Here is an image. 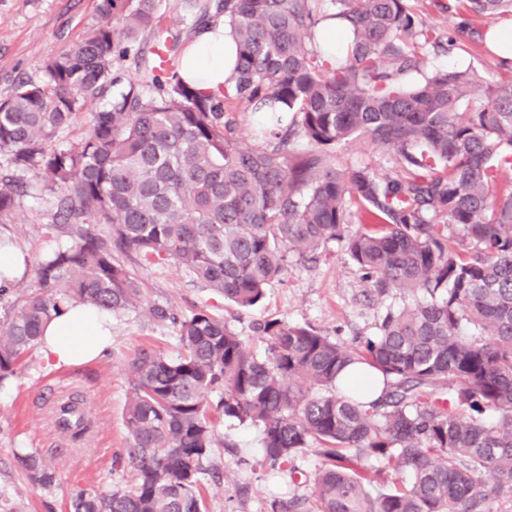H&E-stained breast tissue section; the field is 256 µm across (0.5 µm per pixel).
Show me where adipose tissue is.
I'll list each match as a JSON object with an SVG mask.
<instances>
[{"mask_svg":"<svg viewBox=\"0 0 512 512\" xmlns=\"http://www.w3.org/2000/svg\"><path fill=\"white\" fill-rule=\"evenodd\" d=\"M235 60L231 30L219 22L184 47L179 74L199 94H216L231 77ZM111 325L110 313L74 304L64 315L47 323L41 352L46 361L56 366L94 357L109 346Z\"/></svg>","mask_w":512,"mask_h":512,"instance_id":"obj_1","label":"adipose tissue"}]
</instances>
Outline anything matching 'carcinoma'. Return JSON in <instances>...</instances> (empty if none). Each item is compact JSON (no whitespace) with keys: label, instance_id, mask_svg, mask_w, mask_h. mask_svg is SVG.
I'll return each instance as SVG.
<instances>
[{"label":"carcinoma","instance_id":"carcinoma-1","mask_svg":"<svg viewBox=\"0 0 512 512\" xmlns=\"http://www.w3.org/2000/svg\"><path fill=\"white\" fill-rule=\"evenodd\" d=\"M159 2L101 0V21L44 62L42 82L20 81L0 99L10 166L0 223L33 191L52 199L51 223L65 230L0 317V385L73 302L115 317L145 308L176 326L182 347L175 358L142 349L128 364L119 462L133 485L76 490L70 512H205L215 413L260 428L273 469L310 448L320 457L310 494L275 500L271 512H497L512 500V59L498 74L422 73L419 50L440 40L414 0H331L328 17L352 31L332 58L316 0H218L212 14L183 0L194 29L222 19L232 30V79L202 96L168 55L148 91L119 89L116 65L160 32ZM464 2L450 47L482 38L473 19L512 14V0ZM476 85L485 101L471 110ZM110 87L87 135L61 140ZM232 102L268 116L264 144L235 135ZM354 141L386 151L394 174L337 167L336 149ZM331 241L365 298L408 297L356 345L276 318L257 327L267 341L258 357L207 308L145 306L130 268L172 263L246 309L291 259L314 261ZM353 363L383 377L379 397L338 384ZM55 423L74 438L89 428L70 401ZM18 459L33 483L55 486L38 455ZM375 461L390 476L383 491Z\"/></svg>","mask_w":512,"mask_h":512}]
</instances>
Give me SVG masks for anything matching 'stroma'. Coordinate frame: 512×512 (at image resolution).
Wrapping results in <instances>:
<instances>
[{
    "label": "stroma",
    "instance_id": "1",
    "mask_svg": "<svg viewBox=\"0 0 512 512\" xmlns=\"http://www.w3.org/2000/svg\"><path fill=\"white\" fill-rule=\"evenodd\" d=\"M100 0H0V98L21 80L44 78L42 64L81 40L101 15ZM421 70L492 66L484 43L469 42L446 52L425 49ZM51 206L37 197L21 199L15 213L0 224V239L35 265L61 238L51 229ZM143 297L180 314L207 307L227 323L256 354L266 345L256 332L259 322L279 318L308 325L353 343L372 333L384 305L401 300L399 292L365 304L356 268L340 246L329 243L318 262H293L281 282L267 289L259 304L239 309L202 283L171 265L135 268ZM141 348L169 357L181 347L172 325L155 322L137 311L112 320V344L99 357L69 366L46 362L39 350L20 362L12 381L0 388V512H68L77 489L127 486L130 472L117 463L126 444L123 413L129 393L127 363ZM76 395L91 421L81 441L57 430V403ZM209 472L202 486L207 512H270L271 503L310 490L305 479L321 464L311 450L302 453L295 468L270 470L262 465V432L258 427L219 417ZM34 452L55 467L58 482L45 489L28 479L17 457Z\"/></svg>",
    "mask_w": 512,
    "mask_h": 512
}]
</instances>
